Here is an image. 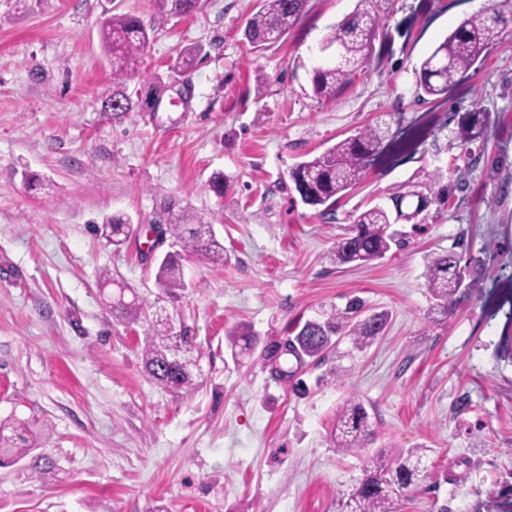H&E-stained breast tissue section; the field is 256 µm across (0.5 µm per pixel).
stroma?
<instances>
[{
  "mask_svg": "<svg viewBox=\"0 0 512 512\" xmlns=\"http://www.w3.org/2000/svg\"><path fill=\"white\" fill-rule=\"evenodd\" d=\"M358 0H308L288 36L244 43L257 0H201L163 20L154 0H0V419H33L52 468L0 466V512H337L368 455L429 448L435 486L400 512H512V31L447 95L422 97L424 59L491 0H373L367 69L330 102L311 94L317 44ZM152 27L128 83L135 108L104 111L112 71L100 23ZM195 65L174 70L179 54ZM168 84L155 96L156 83ZM486 112L485 137H454ZM380 154L328 210L302 203L289 172L366 126ZM224 173V193L207 185ZM48 188L28 190L24 175ZM438 173L447 201L399 221L400 246L367 266L327 254L353 213ZM187 209L228 256L186 253L170 316L199 351L197 386L175 393L142 370L146 323L113 317L118 288L153 302V227ZM127 218L114 247L95 229ZM452 253L469 287L430 316L431 253ZM354 298L388 313L365 350L341 340L293 379L264 346ZM259 344L232 358L224 332ZM359 398L374 437L339 451L336 414ZM489 117L481 112H466L459 117L456 139L463 146H468L481 139L489 124Z\"/></svg>",
  "mask_w": 512,
  "mask_h": 512,
  "instance_id": "stroma-1",
  "label": "stroma"
}]
</instances>
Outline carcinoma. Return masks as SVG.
Returning a JSON list of instances; mask_svg holds the SVG:
<instances>
[{
    "instance_id": "1",
    "label": "carcinoma",
    "mask_w": 512,
    "mask_h": 512,
    "mask_svg": "<svg viewBox=\"0 0 512 512\" xmlns=\"http://www.w3.org/2000/svg\"><path fill=\"white\" fill-rule=\"evenodd\" d=\"M160 16L188 17L199 8V0H156ZM372 0H359L358 8L345 17L330 36L340 48L342 62L312 70L311 87L319 100L336 98L349 85L357 72L363 70L372 57L374 41L381 28L379 15L369 7ZM307 0H259L258 10L247 20L243 37L254 48L275 43L299 22ZM512 29V0H492L485 13L462 21L420 66L419 89L427 96L448 93L481 58L488 47L505 31ZM103 43L112 65V98H120V112L133 108L127 93V82L139 69L138 51L149 42V33L142 21L130 14H115L101 22ZM489 117L481 112H466L459 117L456 139L468 146L481 139ZM383 143L382 131L368 127L358 131L323 152L298 164L290 173L295 191L304 204L317 208L330 207L346 191L355 188ZM409 197L417 198L411 213L403 211ZM393 208L373 206L352 215L349 233L336 240L329 253L336 266H365L380 260L398 244L391 226L401 219H411L422 212L430 197L421 192L396 191L390 195ZM130 224L113 216L102 224L101 233L118 247L126 241ZM166 232L178 242L200 248L207 259L217 266L224 265V245L212 234L210 225L199 223L196 216L183 210L169 219ZM425 277L432 288L435 304L432 310L448 315L453 297L463 286L459 261L451 254H430L426 257ZM155 281L159 288L157 300L174 302L186 288L183 256L175 253L157 263ZM125 289L112 297V313L129 322L148 319L144 302L138 297L125 300ZM388 314H364V302L349 301L344 310L331 308L318 316L296 325L293 335L271 345L275 357L292 356L296 364L306 359L320 360L340 339L347 337L354 347L362 349L382 335ZM232 355L251 352L257 336L242 328L226 333ZM193 341L185 338L177 348L168 322L155 320L145 334L141 361L144 372L157 384L181 393L195 389L194 369L198 357ZM373 437L369 414L355 398L348 399L336 417V447L343 451L360 450ZM36 440L26 420H0V449L20 457L31 453ZM431 479V464L426 450L411 448L396 456L376 453L367 458L363 476L355 486L342 493L339 512H397L399 504Z\"/></svg>"
}]
</instances>
